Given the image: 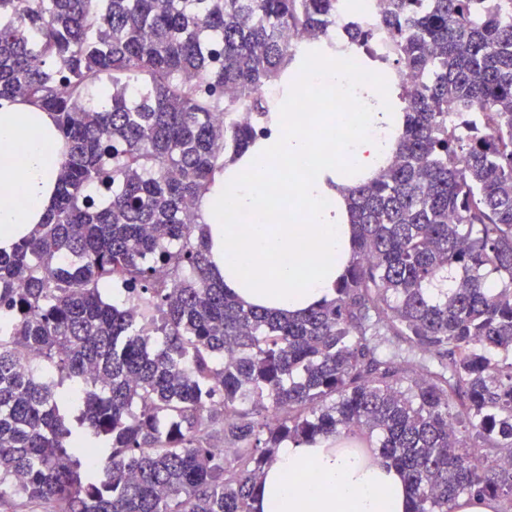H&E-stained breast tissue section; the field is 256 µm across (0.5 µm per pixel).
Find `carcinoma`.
<instances>
[{"label": "carcinoma", "instance_id": "carcinoma-1", "mask_svg": "<svg viewBox=\"0 0 512 512\" xmlns=\"http://www.w3.org/2000/svg\"><path fill=\"white\" fill-rule=\"evenodd\" d=\"M335 10L0 0V99L54 113L62 157L45 219L0 252V505L255 512L278 449L360 428L410 512L512 505V17L389 0L391 57L354 26L364 66L415 81L393 159L343 189L335 298L269 312L210 270L198 203L266 132L261 88L332 52Z\"/></svg>", "mask_w": 512, "mask_h": 512}]
</instances>
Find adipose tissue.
<instances>
[{
    "mask_svg": "<svg viewBox=\"0 0 512 512\" xmlns=\"http://www.w3.org/2000/svg\"><path fill=\"white\" fill-rule=\"evenodd\" d=\"M360 111L276 112L267 136L228 164L201 201L212 273L245 304L297 314L336 295L351 256L352 226L339 192L348 173L382 169L395 146L396 112L354 85ZM325 140L322 149L314 140ZM58 132L50 113L24 100H0V248L30 234L57 188ZM306 167L282 181L284 166ZM258 213V224H226L225 209ZM400 473L371 452L350 453L333 440L288 445L266 467L258 512H407Z\"/></svg>",
    "mask_w": 512,
    "mask_h": 512,
    "instance_id": "ef3b65f1",
    "label": "adipose tissue"
}]
</instances>
